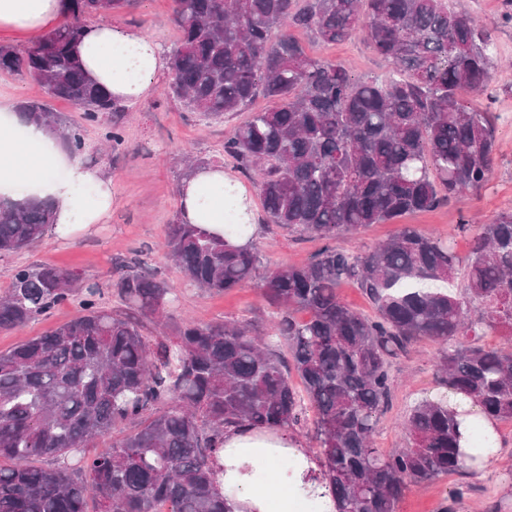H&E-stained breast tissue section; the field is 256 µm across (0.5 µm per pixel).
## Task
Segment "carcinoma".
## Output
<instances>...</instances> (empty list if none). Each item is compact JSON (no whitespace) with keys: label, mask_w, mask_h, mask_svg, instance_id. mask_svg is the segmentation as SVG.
I'll return each mask as SVG.
<instances>
[{"label":"carcinoma","mask_w":512,"mask_h":512,"mask_svg":"<svg viewBox=\"0 0 512 512\" xmlns=\"http://www.w3.org/2000/svg\"><path fill=\"white\" fill-rule=\"evenodd\" d=\"M134 0H62L65 22L24 50L0 45V72L24 74L49 98L68 101L88 123L112 116V152L122 149V106L84 71L77 55L88 21ZM180 30L169 54L166 95L220 119L258 94L273 106L252 113L224 140V156L255 179L273 224L334 239L429 210L489 181L496 155L492 113L463 104L495 67L490 35L447 0H173ZM327 44L356 34L393 66L384 81L360 80L338 63L310 58L292 31ZM17 112L45 126L74 154L81 127L40 100ZM53 203L0 200V253L39 241ZM462 260L439 236L403 227L353 254L326 246L301 265L268 270L252 242L178 219L167 255L190 286L227 292L259 282L268 327L249 321L182 320L146 336L143 321L174 319L168 282L136 263L112 272L127 313L100 303L97 282L73 272L18 267L0 297V332L70 302L81 312L44 336L0 351V512H233L221 494L217 455L231 424L302 428L305 407L336 512H396L411 485L466 470L497 439L463 436L468 415L443 401L413 406L407 448L373 439L391 403L392 359L408 345H438L436 375L486 418L512 422V352L478 343L512 334V211L459 224ZM463 271L465 292L450 284ZM350 280L374 306L351 309L338 294ZM481 305L474 312L473 303ZM308 318L299 321L295 313ZM113 433L112 448L86 445ZM467 438L470 454L461 451ZM36 458L52 464L38 467Z\"/></svg>","instance_id":"obj_1"}]
</instances>
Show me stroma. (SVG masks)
Wrapping results in <instances>:
<instances>
[{
	"instance_id": "35a3bbf8",
	"label": "stroma",
	"mask_w": 512,
	"mask_h": 512,
	"mask_svg": "<svg viewBox=\"0 0 512 512\" xmlns=\"http://www.w3.org/2000/svg\"><path fill=\"white\" fill-rule=\"evenodd\" d=\"M480 19L492 38L497 60L482 94H465L466 105L493 113L496 162L493 174L479 195L464 194L428 212L409 213L399 222L375 224L354 235L336 239V246L359 254L410 226L444 237L459 255L468 251L459 229L461 220L492 221L505 210L512 211V9L505 0H455ZM172 0H137L128 11L112 13L113 21L146 31L163 48H171L179 32L171 20ZM306 53L317 60L343 63L358 79H382L390 64L380 58L363 36L326 44L297 33ZM167 77H159L150 93L124 112V151L103 152L105 137L112 129L111 116L87 123L74 105L54 102L55 111L83 129L85 161L112 180V211L104 223L75 228L67 234L48 230L31 248L0 256V295L11 282L15 268L52 264L69 268L81 281L109 279L116 262L138 258L159 277L166 279L178 296L176 316L199 323L222 320L267 319L259 290L247 285L230 293L205 292L189 286L167 258L162 243L167 227L178 215L177 188L183 179L186 157L222 166L226 177L240 182L261 224L255 239L264 266L274 269L308 260L322 241L263 223V206L253 179L242 176L224 156V140L251 113L267 108L265 98H256L248 109L225 115L218 121L203 120L186 111L165 94ZM77 314L74 305L60 306L10 333H0V351L18 342L45 335ZM435 343L421 341L393 359L390 373L395 381L394 397L380 419L375 445L383 450L404 448L408 437L402 429L410 409L423 400L448 398L449 392L435 374ZM500 439L478 467L441 477L423 486H412L398 505V512H512V422L497 425ZM465 496L454 500L457 489Z\"/></svg>"
}]
</instances>
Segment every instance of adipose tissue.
I'll return each mask as SVG.
<instances>
[{"instance_id": "1", "label": "adipose tissue", "mask_w": 512, "mask_h": 512, "mask_svg": "<svg viewBox=\"0 0 512 512\" xmlns=\"http://www.w3.org/2000/svg\"><path fill=\"white\" fill-rule=\"evenodd\" d=\"M60 17L59 0H0V29H17L38 41ZM79 54L87 73L122 102L146 97L167 66L161 45L148 33L102 18L88 27ZM223 167L198 169L178 192L180 218L213 234L224 231V209L232 197L224 192ZM0 196L14 202L30 197L53 200L57 231L103 223L112 209V182L83 159L66 155L58 141L11 108L0 109ZM293 454V477H276L281 494L256 487L250 467L256 455ZM219 465L224 468L222 491L236 512H288L292 494L304 491L303 479L317 476L322 512H336V502L320 480V461L309 458L288 431L261 426L228 428Z\"/></svg>"}]
</instances>
